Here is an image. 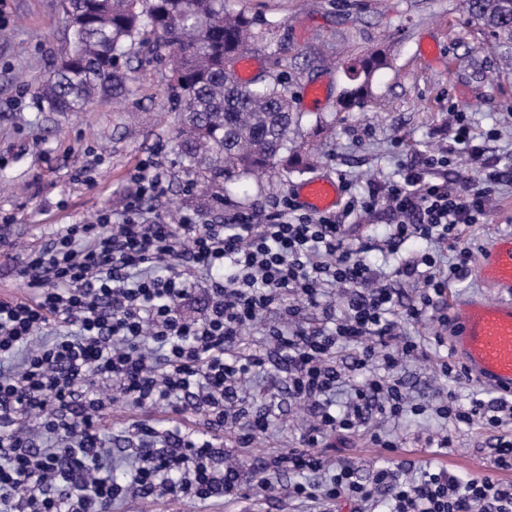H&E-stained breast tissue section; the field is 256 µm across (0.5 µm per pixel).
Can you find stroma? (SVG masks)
<instances>
[{
    "label": "stroma",
    "instance_id": "obj_1",
    "mask_svg": "<svg viewBox=\"0 0 512 512\" xmlns=\"http://www.w3.org/2000/svg\"><path fill=\"white\" fill-rule=\"evenodd\" d=\"M235 12L276 22L275 42L256 55L259 74L280 65L303 112V133H312L316 115L335 120L336 137L304 173L275 171L242 181V193L212 200L210 192L189 187L172 148L170 132L176 120L168 102L171 72L167 50L143 48L127 71L131 77L121 102L101 98L79 114L48 112L37 106L34 91L54 61L69 50L60 0H0V218L18 254L47 244L65 225L95 221L98 214L121 213L127 195L135 191L132 175L145 159L164 176L167 191L147 199L148 216L174 217L198 212L203 222L229 223L243 209L262 211L293 193L303 179L329 176L352 181L364 189L371 181L397 176L414 152L449 151L453 163L442 172L455 181L473 176L470 159L453 140L448 106L457 104L470 119L475 135L497 129L486 142L490 158L512 152V58L491 47L487 35L472 20L464 0H226ZM385 50L390 65L372 79L362 106L337 111L336 101L349 80L344 65L369 51ZM322 89V104L309 108V86ZM87 169L88 181L74 180ZM512 234V184L502 187L483 223L468 236L473 258L481 260L491 241ZM440 327L433 318L408 326L420 347L418 358L397 372L411 400L428 404L436 392L454 391L460 404L472 398L498 401L483 386L444 376L442 362L454 355L437 342ZM244 350L269 355L266 375L247 390L251 411L273 402L275 416L267 432L257 434L252 447H238L233 433L215 438L225 451L257 467L269 455L301 445V408L288 394V373L262 324L243 334ZM143 421L169 429L162 409H130L114 404L103 432L112 448V467L125 473L136 448L129 424ZM438 422L432 412L406 415L393 430L396 452L376 447L367 437L328 433L316 452L328 463H350L360 481L371 480L380 466L402 467L418 476L425 466L448 469L463 477L485 476L512 483V470L495 469L491 446L497 434L512 435V423L499 431L481 423L456 428L452 447L429 446ZM294 475L274 476L276 493L247 490L245 494L205 502L159 498L127 499L112 512H357V503L334 504L286 496Z\"/></svg>",
    "mask_w": 512,
    "mask_h": 512
}]
</instances>
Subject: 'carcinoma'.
Returning <instances> with one entry per match:
<instances>
[{
  "label": "carcinoma",
  "mask_w": 512,
  "mask_h": 512,
  "mask_svg": "<svg viewBox=\"0 0 512 512\" xmlns=\"http://www.w3.org/2000/svg\"><path fill=\"white\" fill-rule=\"evenodd\" d=\"M467 7L511 56L512 0H467ZM62 10L70 50L34 91L40 108L84 112L98 97L119 100L127 73L118 60L152 43L171 54L172 142L191 184L209 190L236 176L310 165L313 147L298 140L304 113L294 111L283 75L243 84L235 72L244 54L270 47L269 21L234 14L224 0H62ZM387 66L381 50L354 60L350 80L361 83L343 91L341 109L359 104Z\"/></svg>",
  "instance_id": "cac0c4a2"
}]
</instances>
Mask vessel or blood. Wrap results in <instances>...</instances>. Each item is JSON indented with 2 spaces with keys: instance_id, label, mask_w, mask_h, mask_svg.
I'll list each match as a JSON object with an SVG mask.
<instances>
[{
  "instance_id": "b4317fda",
  "label": "vessel or blood",
  "mask_w": 512,
  "mask_h": 512,
  "mask_svg": "<svg viewBox=\"0 0 512 512\" xmlns=\"http://www.w3.org/2000/svg\"><path fill=\"white\" fill-rule=\"evenodd\" d=\"M297 200L309 211L340 207L338 183L317 177L296 189ZM475 277L489 296L449 303L450 346L471 381L493 391L512 394V234L495 238Z\"/></svg>"
}]
</instances>
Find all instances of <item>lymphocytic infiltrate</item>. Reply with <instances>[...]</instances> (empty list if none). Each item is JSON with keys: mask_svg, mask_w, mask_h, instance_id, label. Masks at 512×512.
Masks as SVG:
<instances>
[{"mask_svg": "<svg viewBox=\"0 0 512 512\" xmlns=\"http://www.w3.org/2000/svg\"><path fill=\"white\" fill-rule=\"evenodd\" d=\"M454 140L480 164L467 186L433 181V171L448 164L442 152L419 155L400 178L362 192L345 182V215L387 214L380 246L370 237L348 242L335 214L303 210L288 196L271 211L240 212L231 224H202L192 212L174 222L144 217L145 198L164 187L143 161L120 218L104 213L92 223L67 225L44 248L22 256L18 267L31 298H0V512H110L120 496L236 495L240 470L215 467L224 451L212 439L178 431L165 452L146 424L133 427L138 464L126 483H117L101 426L117 401L172 414L197 410L219 430L246 416L249 428L237 439L248 447L271 418L249 415L241 391L265 371L267 357L236 346L246 326L263 321L288 364V390L309 416L305 448L285 450L268 465L273 473L318 475V482L293 484L294 497L351 499L363 507L382 497L389 512H512V484L489 476L465 479L429 468L415 482L382 467L363 482L350 464L330 465L310 452L336 431L364 432L374 445L395 451L375 421L425 410L408 399L400 380L387 378L418 349L402 328L423 320L469 265L467 227L487 214L495 184L512 181V166L483 161L484 148L464 119L455 122ZM412 238L430 248L394 269V276L419 283L414 298L402 303L364 256L397 253ZM449 243L455 256L444 266L434 252ZM203 280L205 314L188 318L183 309ZM336 286L347 291L340 316L325 300L327 288ZM308 309L321 311L320 325L304 322ZM347 346L354 349L351 371L366 379L353 384L339 411L331 398L344 378L337 358ZM378 363L380 376L372 372ZM506 407L503 399L493 407L478 398L462 406L454 394L438 396V447H450L453 428L462 424L499 428Z\"/></svg>", "mask_w": 512, "mask_h": 512, "instance_id": "1", "label": "lymphocytic infiltrate"}]
</instances>
